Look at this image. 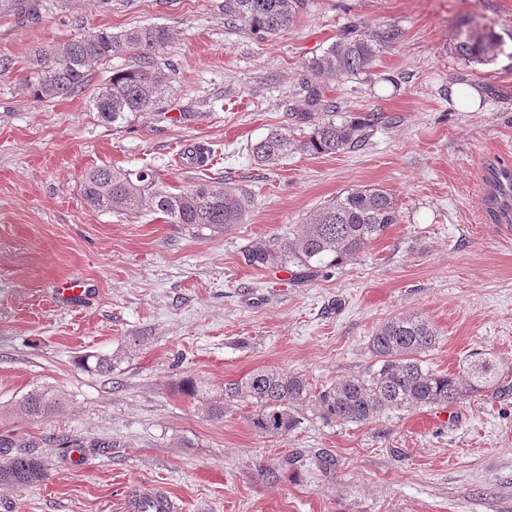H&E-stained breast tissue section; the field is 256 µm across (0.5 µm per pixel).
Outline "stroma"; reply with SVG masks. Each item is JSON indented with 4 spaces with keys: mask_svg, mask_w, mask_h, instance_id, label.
Masks as SVG:
<instances>
[{
    "mask_svg": "<svg viewBox=\"0 0 512 512\" xmlns=\"http://www.w3.org/2000/svg\"><path fill=\"white\" fill-rule=\"evenodd\" d=\"M37 17L0 13V409L37 388L63 395L42 420L0 418V462L33 446L39 485H0V512H125L141 487H164L180 512H512V220L483 172L512 162V0H308L273 38L224 24V0H36ZM505 42L488 64L451 51L461 19ZM352 21L402 31L357 76L320 78L339 120L378 113L359 148L257 165L249 147L271 129L307 135L305 65ZM167 27L160 67L170 112L115 128L85 87L46 102L24 84L34 49L79 33ZM480 88L475 112L449 89ZM99 166L149 167L175 186L232 176L251 191L244 223L195 235L155 215L91 210L81 180ZM364 186L394 197L398 221L365 252L306 274L248 264L324 203ZM84 293L60 304V281ZM417 315L438 333L426 356L462 371L472 352L500 386L447 413L396 410L363 424L300 408L288 438L258 434L236 404L223 419L183 396L184 377L216 385L277 367L311 391L363 374L368 341L392 317ZM111 357L104 375L84 367ZM83 443L79 460L66 442ZM331 465L320 468V458Z\"/></svg>",
    "mask_w": 512,
    "mask_h": 512,
    "instance_id": "obj_1",
    "label": "stroma"
}]
</instances>
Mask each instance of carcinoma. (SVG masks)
I'll return each instance as SVG.
<instances>
[{
	"label": "carcinoma",
	"mask_w": 512,
	"mask_h": 512,
	"mask_svg": "<svg viewBox=\"0 0 512 512\" xmlns=\"http://www.w3.org/2000/svg\"><path fill=\"white\" fill-rule=\"evenodd\" d=\"M304 6L305 0H224V24L272 37L292 25ZM170 38L167 28L144 25L117 34L98 29L66 43L42 46L34 51L25 85L38 101L68 96L81 89L99 67L133 54L137 65L112 72L91 98L98 118L117 127L143 112L161 109L172 97V86L157 67ZM399 38V29L392 25L368 30L363 22L351 24L335 43L308 62L307 69L314 76H355ZM503 48L504 41L493 28L480 27L471 20L458 27L451 46L457 58L478 64L494 60ZM302 90L307 111L297 113L298 120L312 122L320 112L321 121L313 122L310 133L302 138L280 129L270 131L251 146L256 164L272 166L297 151L325 155L354 149L364 143L366 130L378 123L379 117L373 113L338 123L337 103L325 96L323 87L309 80ZM81 191L95 211L136 218L146 210L160 215L167 224L198 231L215 232L242 224L252 206V195L228 179L178 188L160 181L149 168H95L85 174ZM395 223L396 208L387 190L353 188L326 202L310 223L277 247H253L248 261L263 267L293 264L306 270L325 263L339 265L364 252ZM437 341L434 327L418 316L399 315L383 323L369 338L376 365L320 390L315 402L322 415L338 424H362L391 410L451 407L499 382L490 360L479 353L471 355L463 374L433 369L424 356ZM182 392L204 404L215 419L224 418V407L230 404L249 405L255 430L280 437L298 427L299 407L310 399L303 377L271 367L218 388L205 379L190 377ZM62 404L60 394L40 388L16 402L15 411L33 420L45 419ZM46 476L43 458L31 452H19L0 463V484L31 487Z\"/></svg>",
	"instance_id": "cac0c4a2"
}]
</instances>
